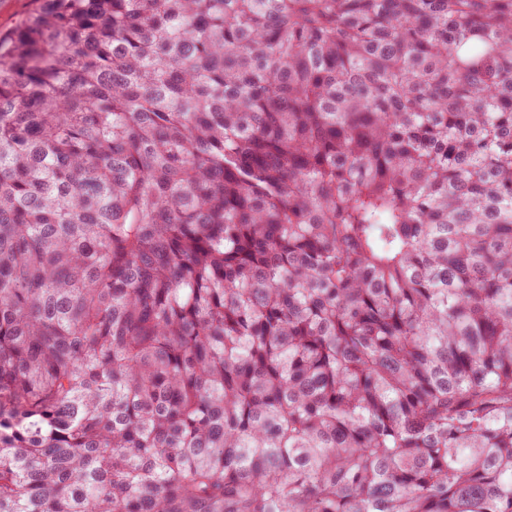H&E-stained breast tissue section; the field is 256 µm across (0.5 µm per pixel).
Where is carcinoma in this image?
Listing matches in <instances>:
<instances>
[{"label":"carcinoma","mask_w":512,"mask_h":512,"mask_svg":"<svg viewBox=\"0 0 512 512\" xmlns=\"http://www.w3.org/2000/svg\"><path fill=\"white\" fill-rule=\"evenodd\" d=\"M0 512H512V0L0 36Z\"/></svg>","instance_id":"carcinoma-1"}]
</instances>
